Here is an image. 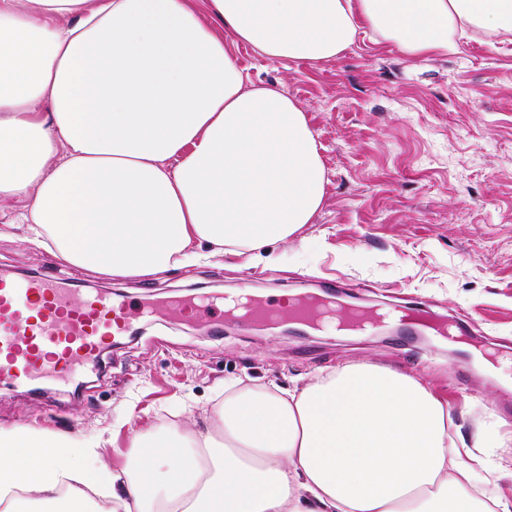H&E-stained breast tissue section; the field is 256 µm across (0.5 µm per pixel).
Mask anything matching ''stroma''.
Returning <instances> with one entry per match:
<instances>
[{
	"mask_svg": "<svg viewBox=\"0 0 512 512\" xmlns=\"http://www.w3.org/2000/svg\"><path fill=\"white\" fill-rule=\"evenodd\" d=\"M454 51L414 59L370 31L339 57L265 60L230 44L258 85L304 108L328 183L310 224L267 245L262 261L217 256L149 279L101 277L23 243L0 239V272H49L161 311L135 321L73 385L0 388V427L25 423L75 439L102 436L104 455L125 465L135 432L207 426L224 386L301 388L349 362L414 375L446 403L462 437L476 426L499 438L512 499V35L460 37ZM265 295L322 294L464 321L470 344L340 335L333 320L282 336L211 313H167L173 301L220 300L242 275Z\"/></svg>",
	"mask_w": 512,
	"mask_h": 512,
	"instance_id": "35a3bbf8",
	"label": "stroma"
}]
</instances>
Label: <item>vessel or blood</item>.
Wrapping results in <instances>:
<instances>
[{
  "label": "vessel or blood",
  "instance_id": "b4317fda",
  "mask_svg": "<svg viewBox=\"0 0 512 512\" xmlns=\"http://www.w3.org/2000/svg\"><path fill=\"white\" fill-rule=\"evenodd\" d=\"M69 284L50 274L18 279L0 273V385L19 389L51 380L67 383L96 366L101 350L132 331L126 306L104 292L70 299ZM247 314L264 319L314 321L317 310L293 298L258 300L247 288L234 298Z\"/></svg>",
  "mask_w": 512,
  "mask_h": 512
}]
</instances>
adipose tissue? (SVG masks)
I'll return each instance as SVG.
<instances>
[{
	"label": "adipose tissue",
	"instance_id": "adipose-tissue-1",
	"mask_svg": "<svg viewBox=\"0 0 512 512\" xmlns=\"http://www.w3.org/2000/svg\"><path fill=\"white\" fill-rule=\"evenodd\" d=\"M365 30L441 55L512 34V0H0V203L99 275L179 268L197 244L259 259L311 223L327 171L303 107L224 39L324 61ZM451 424L421 381L367 364L230 390L214 433H140L118 471L98 440L19 424L0 428V512H512L472 494L495 439L449 449Z\"/></svg>",
	"mask_w": 512,
	"mask_h": 512
}]
</instances>
